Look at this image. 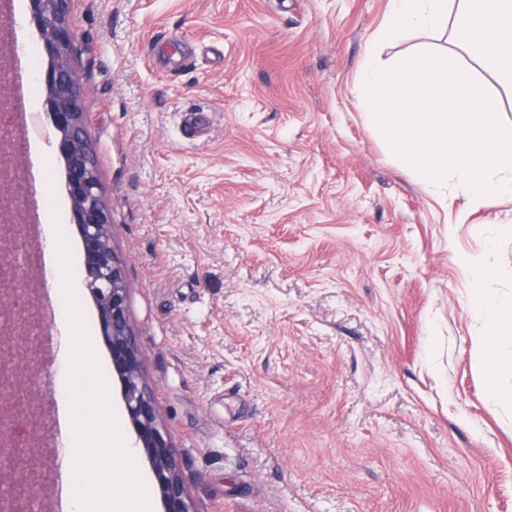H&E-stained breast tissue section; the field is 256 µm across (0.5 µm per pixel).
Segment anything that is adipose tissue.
<instances>
[{
    "label": "adipose tissue",
    "mask_w": 512,
    "mask_h": 512,
    "mask_svg": "<svg viewBox=\"0 0 512 512\" xmlns=\"http://www.w3.org/2000/svg\"><path fill=\"white\" fill-rule=\"evenodd\" d=\"M463 265L473 284L472 308L483 323L474 346L485 371L491 373L496 365L512 361V298L484 288V281L497 272L489 258L468 257Z\"/></svg>",
    "instance_id": "ef3b65f1"
}]
</instances>
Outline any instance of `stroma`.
Returning a JSON list of instances; mask_svg holds the SVG:
<instances>
[{"label": "stroma", "mask_w": 512, "mask_h": 512, "mask_svg": "<svg viewBox=\"0 0 512 512\" xmlns=\"http://www.w3.org/2000/svg\"><path fill=\"white\" fill-rule=\"evenodd\" d=\"M388 0H73V50L112 250L158 419L196 512H512V366L478 367L461 259L512 296V200L427 193L357 100L447 32L372 47ZM179 37L173 69L151 44ZM204 112L196 137L186 110ZM20 381L53 463L56 351Z\"/></svg>", "instance_id": "obj_1"}]
</instances>
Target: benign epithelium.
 Here are the masks:
<instances>
[{"label": "benign epithelium", "instance_id": "1", "mask_svg": "<svg viewBox=\"0 0 512 512\" xmlns=\"http://www.w3.org/2000/svg\"><path fill=\"white\" fill-rule=\"evenodd\" d=\"M72 0H31L32 20L42 34L43 49L52 61L39 78L45 91L56 150L64 159L73 221L85 243V268L100 314L102 333L112 354V373L119 379L131 425L143 448L164 505V512H194L179 461L157 417L154 395L144 380L138 338L127 314L124 267L112 251V221L104 205L95 150L85 127V106L70 54L77 32L71 24ZM0 138V391L18 389L15 360L24 346L11 318L17 284L26 272L18 261L17 223L9 188L14 168L6 160ZM27 414L23 399L0 403V512H26L46 474L31 467L33 445L16 436Z\"/></svg>", "mask_w": 512, "mask_h": 512}]
</instances>
